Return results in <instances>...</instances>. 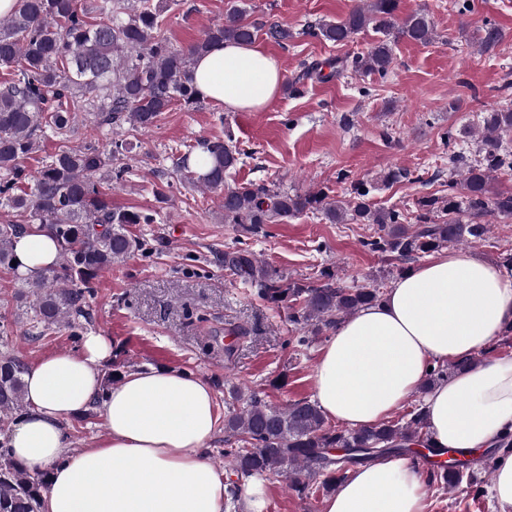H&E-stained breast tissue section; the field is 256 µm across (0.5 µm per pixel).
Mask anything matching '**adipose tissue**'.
<instances>
[{"label":"adipose tissue","instance_id":"1","mask_svg":"<svg viewBox=\"0 0 512 512\" xmlns=\"http://www.w3.org/2000/svg\"><path fill=\"white\" fill-rule=\"evenodd\" d=\"M280 60L255 43L225 42L197 58L201 94L233 111L259 112L277 97ZM21 273L54 265L58 251L32 231L14 246ZM512 327V276L468 252H439L399 277L382 301L342 321L314 367L315 401L330 420L375 425L423 384L430 368L488 348ZM112 354L88 333L81 353L52 352L27 365L26 409L8 434L11 455L48 471L40 512H264L262 484L235 493L208 460L217 424L214 392L173 368L135 371L101 387ZM102 398L106 434L71 453L68 418ZM438 447L467 454L512 432V358L453 372L423 406ZM428 479L410 457L356 468L323 501L322 512H424Z\"/></svg>","mask_w":512,"mask_h":512}]
</instances>
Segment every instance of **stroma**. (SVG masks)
Segmentation results:
<instances>
[{
    "mask_svg": "<svg viewBox=\"0 0 512 512\" xmlns=\"http://www.w3.org/2000/svg\"><path fill=\"white\" fill-rule=\"evenodd\" d=\"M471 2L472 10L462 12L454 0H400V14H429L435 36L427 44L393 42V62L383 78L347 72L307 82L299 96L284 86L260 112L229 111L209 100L189 110L176 102L145 132L127 126L101 130L89 122L78 126L69 141L73 147L92 145L105 153L112 141L134 143L132 171L115 183L109 200L116 209L156 214L155 223L130 225L141 250L103 271L88 299L85 331L112 345L103 376L117 381L150 367L186 371L210 382L222 420L238 409L241 395L277 406L312 399L311 376L327 335L298 344L300 331L288 305L268 303L254 284L227 271L225 250L242 243L268 270L303 282L328 268L347 287L371 281L390 287L399 277V261L364 247L374 225L331 224L317 213L269 225L258 235H240L224 221L221 194L177 181L167 202H158L156 173L171 172L173 158L198 138L229 137L243 157L228 184L267 180L302 191L328 185L341 200L347 186L336 177L346 171L370 186L376 206L413 210L418 197L442 188L432 175L448 168L444 133L469 126L478 112L512 106V89L503 88L512 71V0ZM227 3L172 0L162 30L174 46H187L223 20ZM238 3L248 21H276L296 31L285 45L256 36L259 46L281 60L287 80L305 63L364 54L378 38L370 29L343 45L305 36L308 25L345 17L355 0ZM488 20L504 38L500 47L484 52L478 35ZM363 86L370 87V95L360 94ZM392 168L409 170L411 180L383 183V173ZM26 306L0 271V317L11 325L7 351L27 364L53 351H81L82 337L66 327L31 337ZM64 428L70 451L94 445L106 433L100 403L65 421ZM262 484L266 512H321L326 493L318 485L300 495L275 475ZM426 512H492V503L489 496L474 495L463 485L447 487L437 477L430 482Z\"/></svg>",
    "mask_w": 512,
    "mask_h": 512,
    "instance_id": "stroma-1",
    "label": "stroma"
}]
</instances>
